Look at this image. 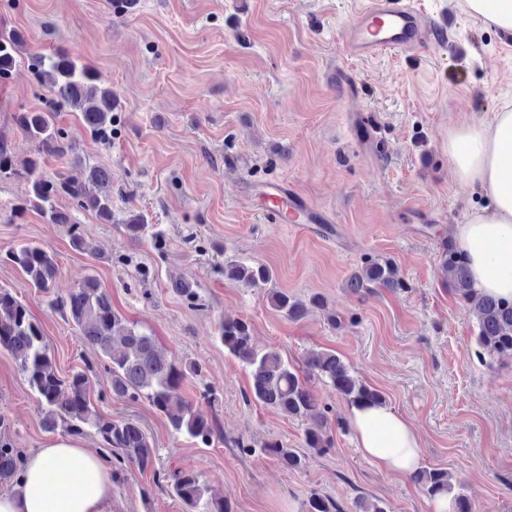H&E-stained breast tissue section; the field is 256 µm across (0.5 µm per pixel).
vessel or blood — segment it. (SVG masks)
I'll list each match as a JSON object with an SVG mask.
<instances>
[{"instance_id": "b4317fda", "label": "vessel or blood", "mask_w": 512, "mask_h": 512, "mask_svg": "<svg viewBox=\"0 0 512 512\" xmlns=\"http://www.w3.org/2000/svg\"><path fill=\"white\" fill-rule=\"evenodd\" d=\"M443 28L422 13L413 0H359L344 35L346 50L374 58L391 50L405 51L442 38ZM243 192L250 208L270 224H326L327 214L310 204L287 182H245Z\"/></svg>"}]
</instances>
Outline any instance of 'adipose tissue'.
<instances>
[{
    "label": "adipose tissue",
    "mask_w": 512,
    "mask_h": 512,
    "mask_svg": "<svg viewBox=\"0 0 512 512\" xmlns=\"http://www.w3.org/2000/svg\"><path fill=\"white\" fill-rule=\"evenodd\" d=\"M454 175L486 207L459 225L457 239L469 258L475 288L512 299V106L490 123L464 122L448 136ZM349 419L362 454L379 470L408 476L421 460V440L408 421L386 405L351 407ZM67 467L70 478L58 477ZM112 468L71 437H58L23 461L14 487L0 491V512H112Z\"/></svg>",
    "instance_id": "adipose-tissue-1"
}]
</instances>
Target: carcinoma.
Masks as SVG:
<instances>
[{
  "label": "carcinoma",
  "instance_id": "cac0c4a2",
  "mask_svg": "<svg viewBox=\"0 0 512 512\" xmlns=\"http://www.w3.org/2000/svg\"><path fill=\"white\" fill-rule=\"evenodd\" d=\"M24 43L18 31L0 32V80L26 64L47 88L49 105L44 109L13 113L17 129L33 144L26 160L18 162L8 139L0 134V181L22 177L28 191L18 199L14 212H39L50 224L68 226L73 249L86 250L84 230L71 221V216L58 206V200L69 198L86 211H91L104 224L114 221L112 209V170L89 164L78 153L76 143L68 139L64 129L56 126L59 108L80 113L81 121L95 144L112 140V88L97 70L80 64L67 53L31 54L22 57ZM70 159V173L47 179L41 172L48 156ZM123 232L133 242L148 241L158 250L165 246V231L158 224L144 223L143 216L133 214L121 220ZM20 268L32 288L48 292L59 273L55 253L32 242H20L0 255ZM441 268L448 275L456 293L465 301L478 325L477 345L480 350L499 360H512V301L482 295L474 287L463 251L448 248L441 256ZM224 278L245 286L257 287L271 280L270 270L239 260L224 263ZM402 288L404 283L397 268L386 259L372 258L350 280V288ZM175 292L191 305L200 301L196 285L176 281ZM270 304L290 320L303 318L306 304L285 291L267 293ZM55 310L72 321L78 337L98 350L99 357L111 375L110 392L117 399L144 400L165 416L172 430L184 434L203 448L224 440L218 422L193 408L181 394L187 377L201 375L195 361H178L166 356L158 347L152 332L121 316L112 304V296L94 276L79 282L69 293L51 300ZM218 338L228 354L250 371V394L258 402L290 417L306 421L304 443L320 453L333 448L327 430V414L309 387L316 379L331 386L336 394L351 405L385 404L382 394L360 382L352 368L333 352L313 351L299 369L285 360L275 348H258L250 324L245 320H222ZM0 349L12 353L24 380L35 395L47 432L61 431L78 436L88 430L97 434L106 449L107 458H115L112 468L116 479L123 478L125 467L135 465L144 470L153 464L155 448L142 425L133 419H114L102 414L89 397L90 379L86 371L61 376L55 358L40 325L28 306L10 289L0 286ZM246 453H260L277 459L285 468L296 470L303 457L295 449L271 440L257 446L242 443ZM18 452L9 439L0 435V484L9 483L18 474ZM413 480L429 496L453 491L448 471L440 468L420 470ZM167 491L185 506V512H234L226 498H212L193 469H177L165 478ZM306 512H339L330 498L313 493L305 503Z\"/></svg>",
  "mask_w": 512,
  "mask_h": 512
}]
</instances>
